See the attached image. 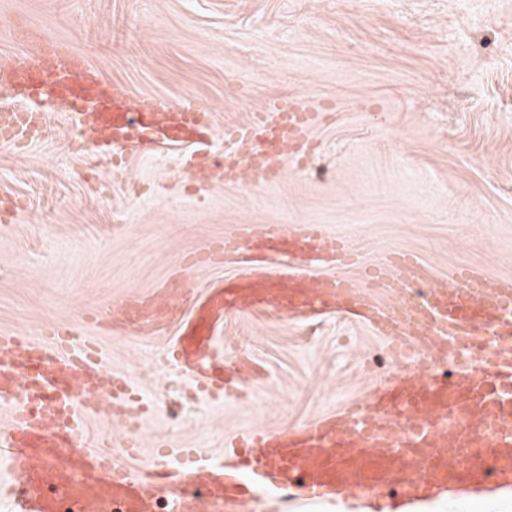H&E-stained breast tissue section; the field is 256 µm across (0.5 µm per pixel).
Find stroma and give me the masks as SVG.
Segmentation results:
<instances>
[{"label": "stroma", "mask_w": 512, "mask_h": 512, "mask_svg": "<svg viewBox=\"0 0 512 512\" xmlns=\"http://www.w3.org/2000/svg\"><path fill=\"white\" fill-rule=\"evenodd\" d=\"M0 0V56L22 50L17 27L71 45L134 99L199 97L215 111L213 148L266 100L335 104L315 151L260 188L187 182L184 149L130 159L73 150L62 111L40 140L0 145V334L38 335L82 322L104 363L153 412L131 466L159 444L214 454L257 428L311 422L400 369L388 337L333 311L303 322L224 319V350L264 370L242 397L216 402L159 355L167 336L113 337L85 322L107 299L150 289L179 259L239 224H319L349 240L346 274L409 252L437 275L478 266L512 277V0ZM261 495L253 512H360L395 502ZM410 512H512V491L439 496Z\"/></svg>", "instance_id": "obj_1"}]
</instances>
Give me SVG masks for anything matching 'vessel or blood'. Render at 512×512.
I'll return each mask as SVG.
<instances>
[{
  "label": "vessel or blood",
  "instance_id": "vessel-or-blood-1",
  "mask_svg": "<svg viewBox=\"0 0 512 512\" xmlns=\"http://www.w3.org/2000/svg\"><path fill=\"white\" fill-rule=\"evenodd\" d=\"M38 49L53 57L52 71L19 55L0 64V77L14 80L33 100L48 88L60 98L93 99L94 111L73 112L69 119L98 131L101 154L124 163L167 142L189 148L190 173L211 165L199 149L215 134L209 104L185 95L132 112L126 107L129 92L106 83L84 58L53 44ZM325 110L297 96L267 100L255 120L230 131L242 152L221 163L225 183L238 184L243 167L250 187L270 183L313 147L311 132ZM39 121L29 109L1 112L0 142L35 141ZM355 258L348 241L318 224H240L182 258L153 290L104 306L95 318L110 333L173 334L172 357L198 387L217 395L239 392L259 376L250 360L225 363L220 333L227 314L273 310L297 321L336 310L378 335H394L397 305L378 302L342 275ZM227 264L245 271L202 292L188 276L200 266ZM372 275L380 287L404 291L432 279L430 269L407 254L392 256ZM408 318L431 326L444 346H474L487 336L511 339L512 279L475 267L449 268L447 287L427 292ZM81 392L100 394L117 419L129 422L112 445L135 456L139 440L131 424L142 407L90 340L74 342L58 324L36 337L0 334V403L12 408L8 424L0 426V461L12 475L5 490L12 512H57L55 499L41 490L45 484L69 489L83 501L84 512H112L116 503L128 512H155L160 497L170 501L172 512H224L225 494L236 490L229 478L242 455L255 482L305 498L339 487L359 496L398 483L402 499L412 504L427 500L432 489L481 485L491 477L512 486L511 351L496 355L488 368L459 366L448 380L392 374L366 397L307 425L250 430L221 463L171 470L158 460L159 472L149 482L89 443L75 405ZM398 417L408 423L407 432L395 428Z\"/></svg>",
  "mask_w": 512,
  "mask_h": 512
}]
</instances>
